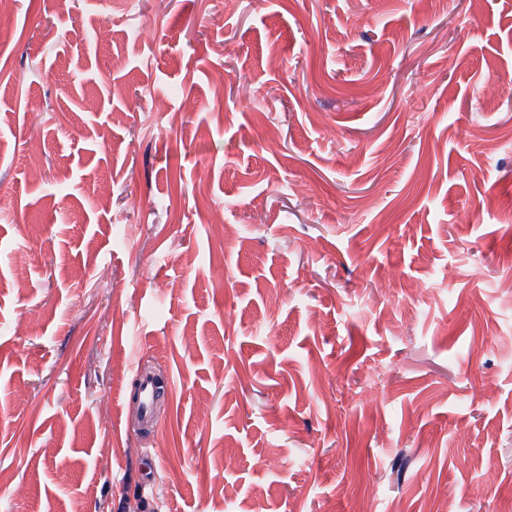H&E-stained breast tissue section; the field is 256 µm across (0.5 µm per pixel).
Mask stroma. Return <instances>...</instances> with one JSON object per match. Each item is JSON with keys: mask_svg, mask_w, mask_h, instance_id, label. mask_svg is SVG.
Returning a JSON list of instances; mask_svg holds the SVG:
<instances>
[{"mask_svg": "<svg viewBox=\"0 0 512 512\" xmlns=\"http://www.w3.org/2000/svg\"><path fill=\"white\" fill-rule=\"evenodd\" d=\"M494 77L512 0H0V512H512ZM139 390L142 417L146 420H152L155 403V385L150 374L144 373L140 376Z\"/></svg>", "mask_w": 512, "mask_h": 512, "instance_id": "1", "label": "stroma"}]
</instances>
